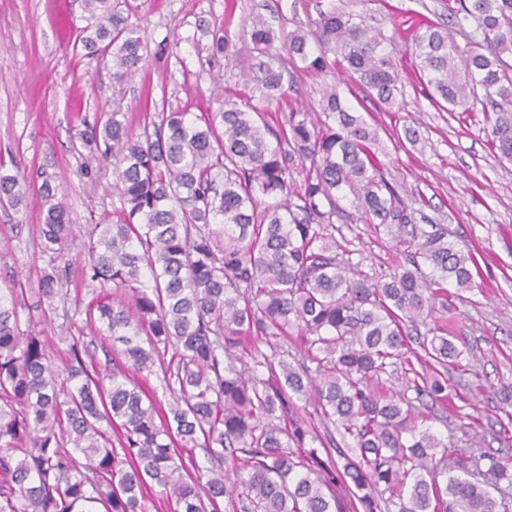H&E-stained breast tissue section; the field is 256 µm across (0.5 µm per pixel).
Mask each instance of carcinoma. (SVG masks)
<instances>
[{
  "instance_id": "1",
  "label": "carcinoma",
  "mask_w": 512,
  "mask_h": 512,
  "mask_svg": "<svg viewBox=\"0 0 512 512\" xmlns=\"http://www.w3.org/2000/svg\"><path fill=\"white\" fill-rule=\"evenodd\" d=\"M83 8L73 49L110 60L115 82L133 77L147 54L134 0ZM448 17L464 45L431 20L386 34L336 9L305 30L254 15L245 100L194 116L155 105L136 125L119 111L81 122L73 149L83 173L112 174L119 207L84 242L80 279L92 297L63 309V369L36 327L69 301L65 195L46 172L0 161L1 209L22 224L29 193L41 198L31 236L47 301L28 306L17 274L0 288V512H150L161 502L221 512L223 501L231 512H512V497L490 493L512 485L509 461L456 453L425 412L455 398L448 367H461L464 350L446 325L412 336L447 303L445 284L473 288L472 256L444 228L417 223L388 179L377 126L336 86L321 90L317 113L270 112L295 72L335 69L390 107L403 48L438 107L481 104L492 146L512 162V0H458ZM210 50L238 54L217 30ZM354 219L389 236L409 264L374 280L339 260L331 229ZM77 315L121 344L111 373L83 359ZM152 375L168 403L149 395ZM295 396L313 399L323 426L355 451L343 470L330 450L318 455L321 436ZM190 448L211 466L201 470Z\"/></svg>"
}]
</instances>
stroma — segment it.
Instances as JSON below:
<instances>
[{
  "instance_id": "obj_1",
  "label": "stroma",
  "mask_w": 512,
  "mask_h": 512,
  "mask_svg": "<svg viewBox=\"0 0 512 512\" xmlns=\"http://www.w3.org/2000/svg\"><path fill=\"white\" fill-rule=\"evenodd\" d=\"M132 21L149 61L137 76L114 83L107 61L73 51L82 23L81 0H0V154L53 175L63 190L75 238L87 225L112 221V195L82 174L71 151L81 118L115 108L137 119L146 104L200 112L239 100L248 90L242 66L212 58L204 30L224 25L241 40L249 17L276 13L289 27H307L319 11L364 12L391 30L419 18L448 15V0H136ZM413 59L399 68L403 96L392 108L364 98L336 73L300 74L288 104L307 108L324 85H337L357 111L370 112L383 141V162L408 199L424 196L422 213L447 228L458 248L471 252L477 270L473 290L449 295L441 311L469 349L466 368L448 379L458 398L435 422L439 435L454 433L469 451L464 426H473L486 451L512 458V164L498 159L480 111L447 112L435 107L414 74ZM415 124L423 140L398 137ZM40 200H27V225L18 229L0 209V282L16 271L37 282L44 262L29 243L40 219ZM346 258L380 276L399 261L389 238L369 224L337 225Z\"/></svg>"
}]
</instances>
